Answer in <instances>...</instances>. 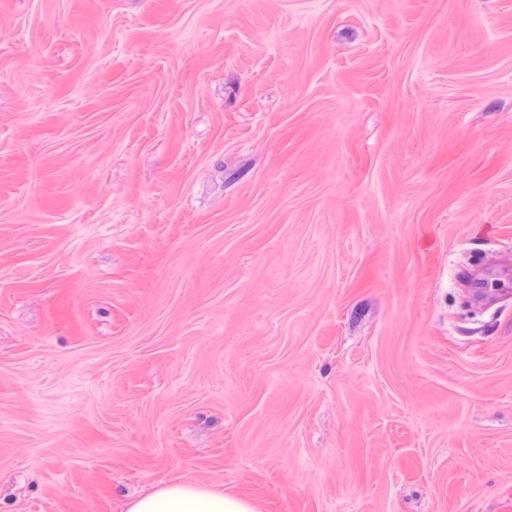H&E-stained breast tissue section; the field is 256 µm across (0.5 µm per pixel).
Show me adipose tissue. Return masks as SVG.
Here are the masks:
<instances>
[{
    "instance_id": "obj_1",
    "label": "adipose tissue",
    "mask_w": 512,
    "mask_h": 512,
    "mask_svg": "<svg viewBox=\"0 0 512 512\" xmlns=\"http://www.w3.org/2000/svg\"><path fill=\"white\" fill-rule=\"evenodd\" d=\"M125 512H257L254 504L185 479L159 485L145 496L129 497Z\"/></svg>"
}]
</instances>
